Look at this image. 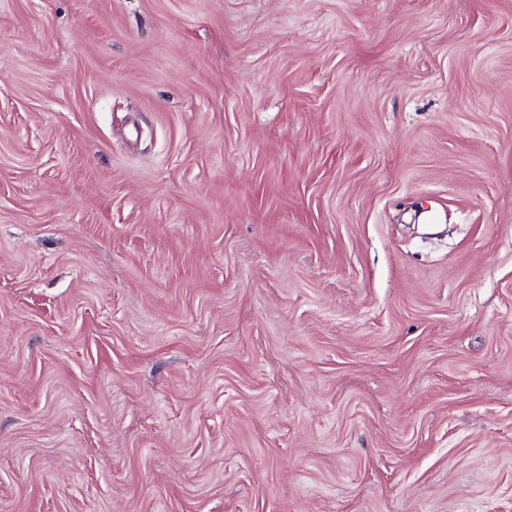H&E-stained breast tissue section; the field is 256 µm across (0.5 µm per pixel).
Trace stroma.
<instances>
[{"mask_svg": "<svg viewBox=\"0 0 512 512\" xmlns=\"http://www.w3.org/2000/svg\"><path fill=\"white\" fill-rule=\"evenodd\" d=\"M0 512H512V0H0Z\"/></svg>", "mask_w": 512, "mask_h": 512, "instance_id": "35a3bbf8", "label": "stroma"}]
</instances>
